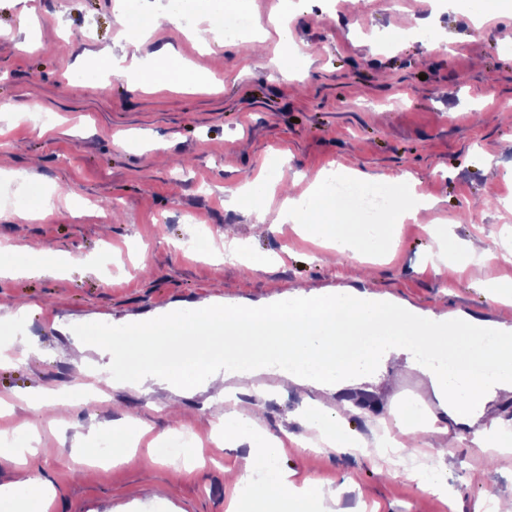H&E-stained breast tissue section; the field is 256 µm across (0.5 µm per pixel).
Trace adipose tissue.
I'll use <instances>...</instances> for the list:
<instances>
[{
    "instance_id": "1",
    "label": "adipose tissue",
    "mask_w": 512,
    "mask_h": 512,
    "mask_svg": "<svg viewBox=\"0 0 512 512\" xmlns=\"http://www.w3.org/2000/svg\"><path fill=\"white\" fill-rule=\"evenodd\" d=\"M286 209L289 218H301L310 236L328 242V253L318 259L321 265H336L341 257L358 259L369 246L365 226L349 223L340 200L326 193L287 199ZM370 324L380 333L381 351H370L357 360L344 357L341 337ZM433 324L430 330L404 329L402 316L384 309L382 300L357 291L299 289L291 299L260 314L217 308L207 301L194 313L172 307L129 323L124 336H107L103 342L111 346L113 356L141 358L144 371L134 377L135 387H143L148 371L153 369L158 378L175 386L181 380L202 377L216 396L223 398V406L214 410L217 425L253 442L243 463L227 471L238 499L277 505L282 512H311V503L324 494L323 485L314 478L296 485L287 471L271 479L266 477L268 463L282 453V442L257 432L254 407L240 399L238 389L226 386L219 368L197 359L172 372L163 366L154 367L155 352L175 336H190L202 351L214 345L220 333L232 339L255 338V348L261 354L293 362L294 368L287 376L291 384L320 392V399L312 401L304 414L307 429L317 432L327 448L348 450L352 444L340 425L357 408L349 401L334 400L333 395L370 381L382 360L391 361L400 371L422 372L442 407L451 413L466 407L485 411L500 395L512 393V324L491 323L496 345L479 346L484 374L469 382L451 370L432 369L418 360L419 352L437 351V336L452 333L450 318L434 319ZM54 496L52 484L37 476L0 484V502L14 505L16 512H48Z\"/></svg>"
}]
</instances>
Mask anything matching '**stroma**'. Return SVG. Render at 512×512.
<instances>
[{"instance_id":"stroma-1","label":"stroma","mask_w":512,"mask_h":512,"mask_svg":"<svg viewBox=\"0 0 512 512\" xmlns=\"http://www.w3.org/2000/svg\"><path fill=\"white\" fill-rule=\"evenodd\" d=\"M483 14L484 0L444 7L441 0H222L262 19L288 17L296 52L286 55L276 29L243 40L197 46L187 35L202 15L148 37L139 59L170 54V68L187 67L192 87L158 92L142 87L134 70L113 72L103 57L120 53L122 28L114 0H0V169L21 181L0 187V265L22 262L21 247L36 245L64 262V276L0 279V294L27 304L25 318L0 317V336H20L35 347L20 365L0 366V407L10 421L28 418L27 397L63 394L78 375L69 352L87 346V366L113 367L112 349L95 332L122 333L127 320L169 305L192 307L211 297L258 310L290 287L353 286L348 266L312 263L317 248L300 225L280 219L284 196L266 199L267 229L229 197L246 179L281 166L294 195L311 190L319 172H362L376 189L395 176L417 181L434 199L422 222L388 223L382 251L371 252L367 288L418 314L459 313L477 320H512V305L488 300V286L512 284V268L474 262L472 249L512 248V0ZM425 25L440 37L438 50L411 34ZM269 66H255L254 44ZM39 103L49 122L29 112ZM164 145L167 165L155 164ZM36 182L59 196L51 214L25 220L12 201ZM445 235L437 246L426 230ZM234 226L245 253L268 257L254 268L222 260L219 235ZM207 235L208 250L191 242ZM144 393L113 380L108 397L71 403L61 421L47 418L24 436L37 448L22 467L1 466L0 483L37 475L52 483L53 512H225L232 488L224 469L247 457L248 441L211 453L214 403L201 383L181 395L152 382ZM438 402L417 376L381 378L372 392H354L368 412L347 418V436L371 444L408 397ZM195 414V463L169 464L154 452L172 423L173 398ZM317 392L270 389L259 416L266 434L291 435L274 469L295 484L314 477L337 496L329 512H492L512 497V461L501 450L454 444L450 456L426 458L437 490L425 491L405 474L378 481L375 453L300 449L303 412ZM132 425L144 432L136 451L116 464L87 469L62 465L45 448L71 451L101 428ZM486 468L482 483L469 480Z\"/></svg>"}]
</instances>
